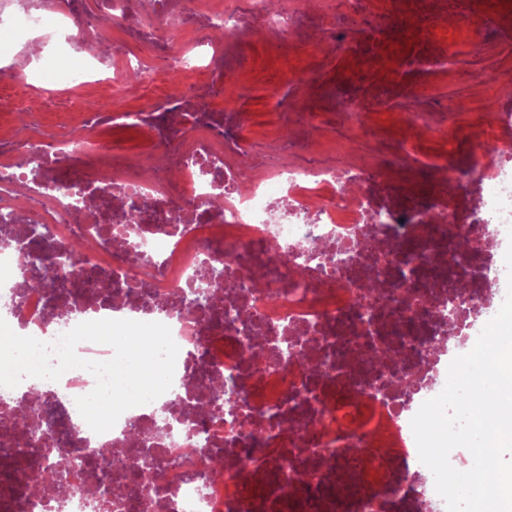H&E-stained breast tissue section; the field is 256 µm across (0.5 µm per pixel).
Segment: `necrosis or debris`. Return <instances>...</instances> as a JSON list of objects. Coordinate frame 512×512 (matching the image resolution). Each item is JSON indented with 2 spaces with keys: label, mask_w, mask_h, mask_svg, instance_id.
Instances as JSON below:
<instances>
[{
  "label": "necrosis or debris",
  "mask_w": 512,
  "mask_h": 512,
  "mask_svg": "<svg viewBox=\"0 0 512 512\" xmlns=\"http://www.w3.org/2000/svg\"><path fill=\"white\" fill-rule=\"evenodd\" d=\"M126 4L113 0L112 17L127 20L130 44L99 54L85 18L101 16V0H0L14 46L29 48L35 31L68 45L47 76L28 77L36 94L60 78L116 92L134 72L190 79L177 100L159 92L137 111L84 113L75 140L39 124L0 136V212L48 225L49 246L92 245L67 287L31 288L22 273L0 285V300L18 303L0 317L44 342L86 321L165 324L179 348L173 383L102 434L75 403L95 387L88 371L44 381L38 401L26 384L0 387V512H96L100 497L110 512H446L411 420L512 284V142L491 159L470 148L452 187L433 184L421 197L419 180L447 161L422 159L407 141L366 157L363 118L368 106L395 113L416 137L456 152V102L441 83L487 49L497 17H487L483 36L456 39L443 21L473 10V0H344L350 13L374 15L375 27L324 24L312 35L309 19L335 14V0H178L162 18ZM251 21L275 33L292 26L290 53L323 44L371 56L373 67L343 84L327 65L300 72L272 98L294 135L242 147L245 112L211 109L219 89L193 80V51L154 32L192 28L216 72L237 50L210 29L237 32ZM405 41L409 53L398 54ZM332 107L336 126L315 121ZM110 124L150 131L155 152L182 157L180 178L115 154L101 136ZM205 167L213 181L202 178ZM472 188L480 224L460 219V193ZM132 204L143 221L128 233L122 214ZM461 233L476 238L463 258L454 247ZM132 247L142 256L134 266L124 259ZM229 250L245 262L228 271ZM200 288L206 306L185 309L183 295ZM29 423L43 433L36 464L47 481L65 483L62 494L34 493L16 465L30 449ZM219 451L230 466L216 476ZM139 469L153 474L149 486L132 483Z\"/></svg>",
  "instance_id": "obj_1"
}]
</instances>
